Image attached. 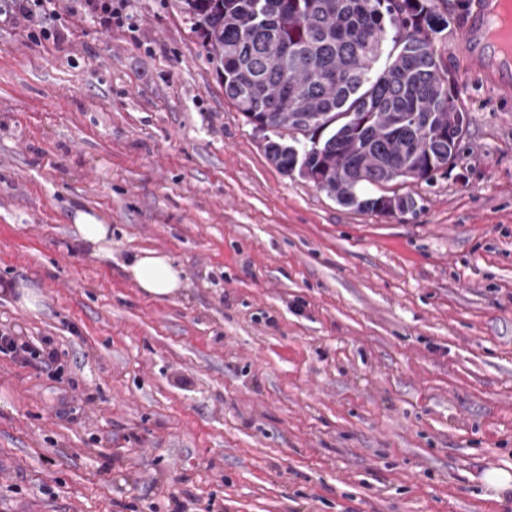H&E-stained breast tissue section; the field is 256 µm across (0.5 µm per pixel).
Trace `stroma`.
<instances>
[{
  "label": "stroma",
  "instance_id": "1",
  "mask_svg": "<svg viewBox=\"0 0 512 512\" xmlns=\"http://www.w3.org/2000/svg\"><path fill=\"white\" fill-rule=\"evenodd\" d=\"M473 9L461 150L393 216L267 160L182 0L0 22V330L58 353L0 352V512H512L483 480L512 473V89L458 43ZM76 243L90 250L91 256L100 262H112V231L108 224H102L96 217L77 211L71 231ZM122 267L142 291L153 297L172 296L180 289V271L166 255L136 251L124 260Z\"/></svg>",
  "mask_w": 512,
  "mask_h": 512
}]
</instances>
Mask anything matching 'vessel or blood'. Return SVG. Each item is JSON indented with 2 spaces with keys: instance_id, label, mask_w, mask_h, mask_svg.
Wrapping results in <instances>:
<instances>
[{
  "instance_id": "b4317fda",
  "label": "vessel or blood",
  "mask_w": 512,
  "mask_h": 512,
  "mask_svg": "<svg viewBox=\"0 0 512 512\" xmlns=\"http://www.w3.org/2000/svg\"><path fill=\"white\" fill-rule=\"evenodd\" d=\"M498 0H478L460 43L469 57L482 69L489 84L512 87V64L500 63L485 43L486 23L494 13Z\"/></svg>"
}]
</instances>
